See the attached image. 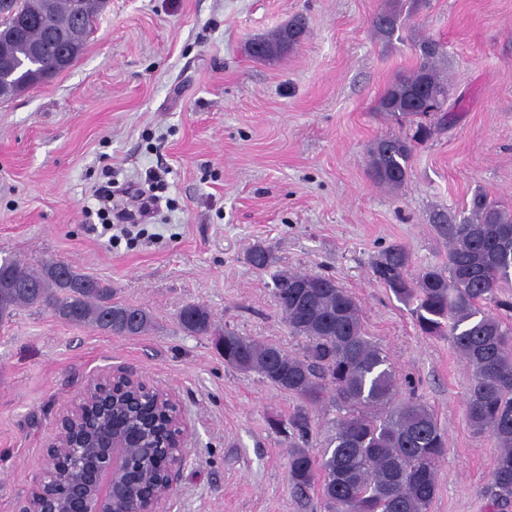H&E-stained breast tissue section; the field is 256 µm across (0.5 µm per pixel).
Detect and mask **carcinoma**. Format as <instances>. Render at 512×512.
<instances>
[{
	"instance_id": "obj_1",
	"label": "carcinoma",
	"mask_w": 512,
	"mask_h": 512,
	"mask_svg": "<svg viewBox=\"0 0 512 512\" xmlns=\"http://www.w3.org/2000/svg\"><path fill=\"white\" fill-rule=\"evenodd\" d=\"M104 0H83L85 21L72 15L70 0H16L15 7L30 20L18 37L0 30V66L24 69L32 63L47 66L54 51L32 57L30 46L42 43L47 30L62 33L65 43L81 56L91 23ZM403 5L392 4L376 15L374 27L391 39L401 24ZM307 33L298 16L272 37L257 38L249 51L278 53L293 47ZM414 69L398 76L379 101V108L403 119L419 115L412 105L415 88L423 85L437 105L433 125L447 121L448 77L439 62L442 45L432 39L418 44ZM431 134L418 128L415 135L378 140L370 152L371 175L391 190L403 187L409 175L413 142ZM437 228L448 240V263L413 273L406 247L393 244L372 266L375 280L400 301L413 305L420 331L446 336L472 370L466 415L470 427L488 433L500 454L489 474L487 493L501 506L512 504V326L503 313L512 312V213L486 195L476 193L470 215L457 219L441 213ZM246 261L258 269L273 265L269 251L255 245ZM296 280L309 288H291ZM273 294L289 332L309 339L300 355L247 339L230 330L219 334L217 345L224 363L254 371L273 386L317 405L332 393V401L346 408L324 453L292 445L288 480L303 495L317 486L328 512H428L437 491L436 470L447 454L444 433L434 414L423 404L408 401L393 406L397 382L384 351L365 336L360 310L350 294L328 275L282 271L273 275ZM22 307L51 309L60 319L115 334L138 336L147 331L146 310L112 301V288L55 260L29 265L0 260V321ZM179 325L198 336L212 334L207 306L189 303L177 314ZM154 394L141 393L135 413L117 405L96 413L98 426L135 432L145 439L135 449L136 474L156 475L160 453L153 448Z\"/></svg>"
}]
</instances>
